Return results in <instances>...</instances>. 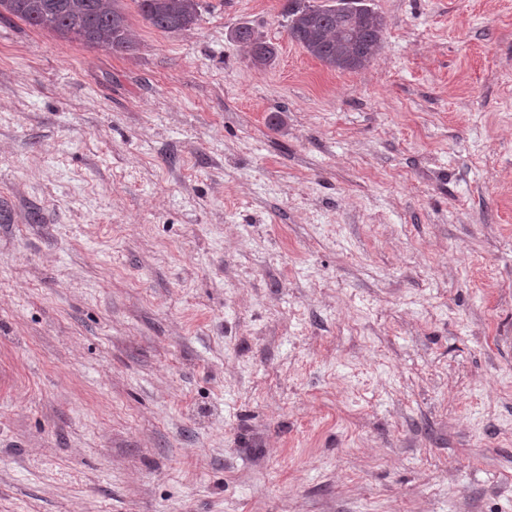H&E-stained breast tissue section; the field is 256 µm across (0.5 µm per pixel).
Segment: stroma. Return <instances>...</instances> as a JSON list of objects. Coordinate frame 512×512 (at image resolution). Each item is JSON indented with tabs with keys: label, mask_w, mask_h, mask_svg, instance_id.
Returning <instances> with one entry per match:
<instances>
[{
	"label": "stroma",
	"mask_w": 512,
	"mask_h": 512,
	"mask_svg": "<svg viewBox=\"0 0 512 512\" xmlns=\"http://www.w3.org/2000/svg\"><path fill=\"white\" fill-rule=\"evenodd\" d=\"M284 2L0 21V512H512V0ZM13 17L89 47H135L124 0H0V21ZM201 0H133L139 15L164 32L190 30L201 15ZM338 1L286 0L283 15L292 40L330 68L353 71L379 54L385 22L362 0ZM235 40L247 51L251 62L256 66H267L275 58L276 49L253 27L243 25L234 33Z\"/></svg>",
	"instance_id": "obj_1"
}]
</instances>
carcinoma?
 Wrapping results in <instances>:
<instances>
[{"instance_id": "1", "label": "carcinoma", "mask_w": 512, "mask_h": 512, "mask_svg": "<svg viewBox=\"0 0 512 512\" xmlns=\"http://www.w3.org/2000/svg\"><path fill=\"white\" fill-rule=\"evenodd\" d=\"M133 2L149 25L164 32L191 29L202 8L200 0ZM283 15L290 38L335 70L360 69L381 50L384 19L363 0L342 6L332 0H286ZM12 18L89 47L114 52L135 47L124 0H0V21ZM234 37L254 65L266 66L275 58L274 45L254 28L240 26Z\"/></svg>"}]
</instances>
